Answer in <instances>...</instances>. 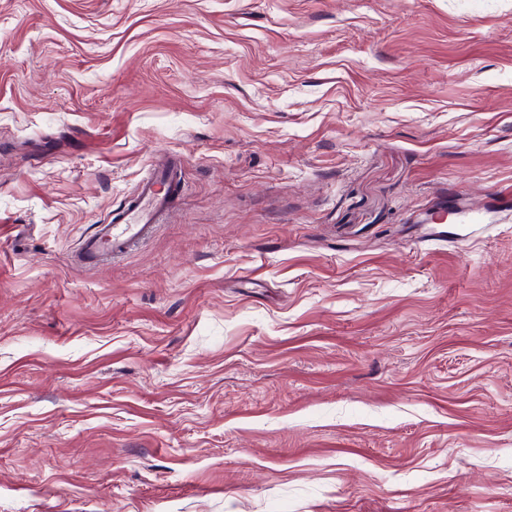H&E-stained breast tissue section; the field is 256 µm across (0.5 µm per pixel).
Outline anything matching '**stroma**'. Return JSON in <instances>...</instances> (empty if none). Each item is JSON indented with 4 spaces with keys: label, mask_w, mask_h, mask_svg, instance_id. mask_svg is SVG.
<instances>
[{
    "label": "stroma",
    "mask_w": 512,
    "mask_h": 512,
    "mask_svg": "<svg viewBox=\"0 0 512 512\" xmlns=\"http://www.w3.org/2000/svg\"><path fill=\"white\" fill-rule=\"evenodd\" d=\"M0 512H512V0H0ZM176 188L163 172H155L138 187L124 210L107 224L85 238L79 255L85 264H97L126 252L148 235L155 224H161Z\"/></svg>",
    "instance_id": "obj_1"
}]
</instances>
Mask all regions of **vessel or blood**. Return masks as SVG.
Returning <instances> with one entry per match:
<instances>
[{
    "label": "vessel or blood",
    "instance_id": "vessel-or-blood-1",
    "mask_svg": "<svg viewBox=\"0 0 512 512\" xmlns=\"http://www.w3.org/2000/svg\"><path fill=\"white\" fill-rule=\"evenodd\" d=\"M175 187L157 172L144 180L124 210L107 224L85 238L79 248L81 260L96 264L126 252L134 243L148 235L155 224L167 214Z\"/></svg>",
    "mask_w": 512,
    "mask_h": 512
}]
</instances>
